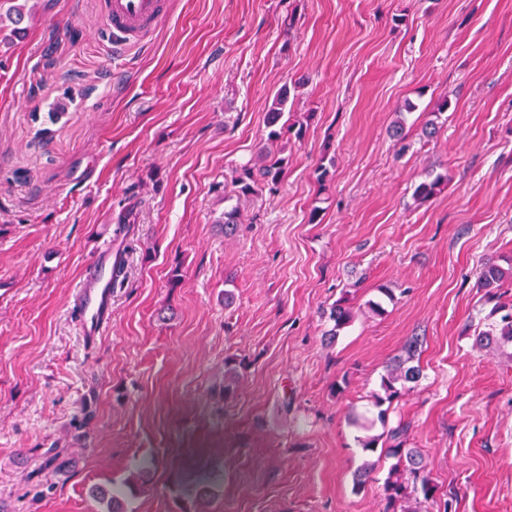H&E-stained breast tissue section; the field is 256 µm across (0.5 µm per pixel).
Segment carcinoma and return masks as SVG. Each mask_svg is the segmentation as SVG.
I'll use <instances>...</instances> for the list:
<instances>
[{
    "label": "carcinoma",
    "instance_id": "carcinoma-1",
    "mask_svg": "<svg viewBox=\"0 0 512 512\" xmlns=\"http://www.w3.org/2000/svg\"><path fill=\"white\" fill-rule=\"evenodd\" d=\"M35 6L29 4V0H13V5L8 9L6 16H0V27L3 22L8 21L14 27L19 28L23 24L30 23L35 18ZM291 90L284 86L279 89L268 107L265 122L268 129L266 145L260 150V159L253 165H243L238 175L232 182L231 193L238 199L255 197L268 190L276 191L284 182L288 173V159L280 156L281 149L278 142L285 133L291 131V126L283 122L285 110L290 99ZM447 178L442 175L430 177L421 182L415 188L417 199L427 201L432 198ZM220 224L224 235L231 236L236 233L241 224V213L239 206L234 205L224 209L222 216L216 220ZM512 275V269H504L495 262L487 261L481 264L478 273V284L486 290L492 298H501L506 295L502 287L507 277ZM328 320L333 322V327L327 331V335L336 336V333L345 328L352 320V312L345 306L344 300L339 299L334 303L328 312ZM512 343V312L501 316L500 323L492 328L477 333L475 343L479 345H499L501 343ZM408 357L400 359L389 373L381 378V392L374 396V407L377 412L368 415L362 414L354 418V422L366 431L371 430L376 424L387 426L388 410L383 405L391 404L399 399L402 394L410 389V384L418 383L422 377L421 368L412 364L415 343L408 344ZM237 359L227 357L224 359V397L234 395V387L237 384ZM408 425L398 422L397 426L386 431V435H367L358 439L361 448L365 452H376L379 442H384L385 455L394 459L391 466V474L386 482L387 509L395 508L397 503L418 493L422 494L424 500L434 498L436 486L431 478L425 473L422 458L414 448L403 447L402 435ZM154 461L143 459L137 467L138 482L112 483L109 489L96 490V494L109 507V512H128L130 498L137 491L139 483L149 479Z\"/></svg>",
    "mask_w": 512,
    "mask_h": 512
}]
</instances>
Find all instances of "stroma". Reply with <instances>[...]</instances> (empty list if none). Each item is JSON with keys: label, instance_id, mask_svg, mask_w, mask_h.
<instances>
[{"label": "stroma", "instance_id": "stroma-1", "mask_svg": "<svg viewBox=\"0 0 512 512\" xmlns=\"http://www.w3.org/2000/svg\"><path fill=\"white\" fill-rule=\"evenodd\" d=\"M169 2L139 46L102 37L101 0H38L0 36V512H105L90 487L145 457L132 512H195L204 472L207 512H385L392 462L355 486L350 418L413 338L388 424L436 494L397 512H512V343H474L501 316L480 265L512 264V0ZM285 85L305 134L224 236ZM109 236L124 267L90 346L72 294Z\"/></svg>", "mask_w": 512, "mask_h": 512}]
</instances>
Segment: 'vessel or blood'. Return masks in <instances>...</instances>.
<instances>
[{"label":"vessel or blood","instance_id":"vessel-or-blood-1","mask_svg":"<svg viewBox=\"0 0 512 512\" xmlns=\"http://www.w3.org/2000/svg\"><path fill=\"white\" fill-rule=\"evenodd\" d=\"M103 4L107 36L125 46L144 43L169 13L168 0H103ZM114 266L112 246L104 244L77 286L74 310L86 341L96 340L109 323Z\"/></svg>","mask_w":512,"mask_h":512}]
</instances>
